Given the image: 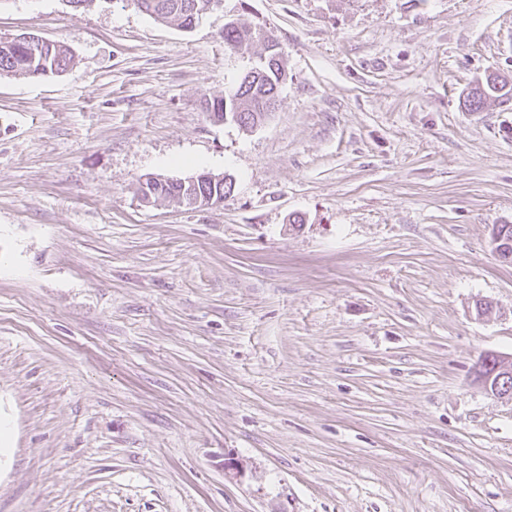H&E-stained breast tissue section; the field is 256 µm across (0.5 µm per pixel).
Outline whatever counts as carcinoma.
Here are the masks:
<instances>
[{
    "label": "carcinoma",
    "instance_id": "cac0c4a2",
    "mask_svg": "<svg viewBox=\"0 0 512 512\" xmlns=\"http://www.w3.org/2000/svg\"><path fill=\"white\" fill-rule=\"evenodd\" d=\"M138 7L154 19L175 23L183 28L193 27L190 4L194 0H136ZM263 27L241 23L224 27V43L227 47L249 45L260 42ZM272 51H263L253 69L258 78L249 81L242 76L233 85L224 89L218 97H206L203 106L209 115L233 121L243 112L256 111L260 96L279 92L286 78V69L272 63ZM73 63L70 50L54 41L35 43L21 34L10 41H0V76H22L40 78L63 73ZM512 94L509 81L490 74L485 81L472 89L468 96L469 105L479 107L488 99H499ZM181 200V184L177 180H165L159 189L151 194V202L178 204Z\"/></svg>",
    "mask_w": 512,
    "mask_h": 512
}]
</instances>
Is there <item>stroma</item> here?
Instances as JSON below:
<instances>
[{
	"label": "stroma",
	"mask_w": 512,
	"mask_h": 512,
	"mask_svg": "<svg viewBox=\"0 0 512 512\" xmlns=\"http://www.w3.org/2000/svg\"><path fill=\"white\" fill-rule=\"evenodd\" d=\"M229 12L288 66L251 130L202 106L261 51ZM24 33L74 60L0 77V512H512V100L466 104L512 0H0ZM202 171L223 206L137 198ZM195 0H136L138 7L155 20L176 23L179 27L192 28L193 14L190 4ZM476 378L485 391L512 403V358L495 352L485 354L477 365Z\"/></svg>",
	"instance_id": "stroma-1"
}]
</instances>
